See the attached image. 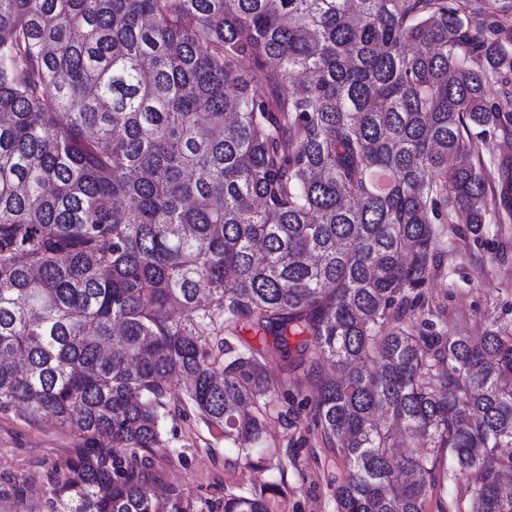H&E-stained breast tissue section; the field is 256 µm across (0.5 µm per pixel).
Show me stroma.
I'll return each instance as SVG.
<instances>
[{"instance_id": "1", "label": "stroma", "mask_w": 512, "mask_h": 512, "mask_svg": "<svg viewBox=\"0 0 512 512\" xmlns=\"http://www.w3.org/2000/svg\"><path fill=\"white\" fill-rule=\"evenodd\" d=\"M438 241L447 253L425 295L448 330L475 336L494 321L512 324V219L490 224L478 240L442 224ZM162 440V449L139 467L151 483L179 486L189 501L206 499L222 512L225 495L254 481L236 463L232 445L192 409L167 421ZM261 447L272 459L286 456L297 464L288 473L289 512H334L333 480L343 463L306 418L289 425L271 421ZM78 448L77 438L53 419L33 425L16 413H0V512H47L44 475Z\"/></svg>"}]
</instances>
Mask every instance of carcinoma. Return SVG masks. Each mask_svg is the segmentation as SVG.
Masks as SVG:
<instances>
[{"instance_id":"1","label":"carcinoma","mask_w":512,"mask_h":512,"mask_svg":"<svg viewBox=\"0 0 512 512\" xmlns=\"http://www.w3.org/2000/svg\"><path fill=\"white\" fill-rule=\"evenodd\" d=\"M488 133L512 138V0H0V412L82 442L49 512H213L137 464L178 388L251 469L306 411L335 512L461 478L512 512V325L438 330L423 292L435 223L512 216ZM276 470L224 512H288ZM482 156L486 168L487 182L499 192L501 185L499 171L496 163L490 160H495L496 162L497 159L502 157L512 158V139H503L499 136L488 135L483 145Z\"/></svg>"}]
</instances>
